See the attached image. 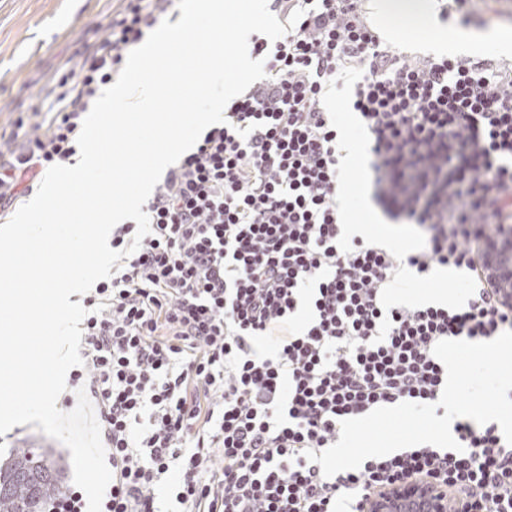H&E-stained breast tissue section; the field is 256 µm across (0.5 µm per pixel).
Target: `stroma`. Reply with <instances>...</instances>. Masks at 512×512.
Listing matches in <instances>:
<instances>
[{
  "label": "stroma",
  "instance_id": "obj_1",
  "mask_svg": "<svg viewBox=\"0 0 512 512\" xmlns=\"http://www.w3.org/2000/svg\"><path fill=\"white\" fill-rule=\"evenodd\" d=\"M476 21L472 33H503L507 42L491 41L466 47L465 55L476 59L512 56V0H469ZM113 0H0V135L10 136L18 116H31L39 109L50 77L85 43H98L107 35ZM458 29L455 18L438 22L429 29L398 31L390 41L417 55H433L438 37L452 36ZM360 160H353L347 172L348 199L355 206L358 232L372 234L394 246L416 245V238L403 226L388 224L375 204L358 206L365 195ZM464 303L467 292L461 275L447 270L445 280L419 286L405 280L388 295L389 303L430 300L439 289Z\"/></svg>",
  "mask_w": 512,
  "mask_h": 512
}]
</instances>
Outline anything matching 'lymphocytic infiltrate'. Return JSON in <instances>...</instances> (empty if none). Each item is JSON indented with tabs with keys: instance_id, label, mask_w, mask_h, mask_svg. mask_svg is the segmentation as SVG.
Returning a JSON list of instances; mask_svg holds the SVG:
<instances>
[{
	"instance_id": "1",
	"label": "lymphocytic infiltrate",
	"mask_w": 512,
	"mask_h": 512,
	"mask_svg": "<svg viewBox=\"0 0 512 512\" xmlns=\"http://www.w3.org/2000/svg\"><path fill=\"white\" fill-rule=\"evenodd\" d=\"M108 34L76 53L36 122L0 142V219L37 176L72 161L86 112L173 0H118ZM287 32L261 42L265 78L226 105L110 246L129 249L83 304V363L112 480L102 512H369L395 482L439 478L448 512H512V445L456 423L461 451L413 446L324 477L305 453L342 420L436 403L440 340L512 330L490 234L512 224V64L409 56L361 0H273ZM360 128L342 134L339 84ZM419 244L348 236L347 161ZM462 273L465 304H391L406 278Z\"/></svg>"
}]
</instances>
